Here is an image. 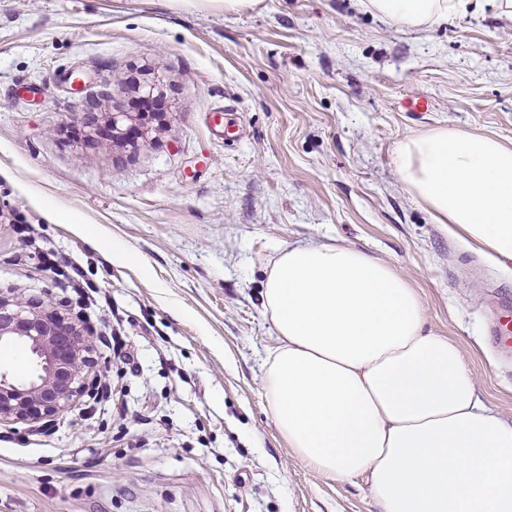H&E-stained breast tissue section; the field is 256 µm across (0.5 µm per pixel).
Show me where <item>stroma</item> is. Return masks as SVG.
<instances>
[{
  "instance_id": "obj_1",
  "label": "stroma",
  "mask_w": 512,
  "mask_h": 512,
  "mask_svg": "<svg viewBox=\"0 0 512 512\" xmlns=\"http://www.w3.org/2000/svg\"><path fill=\"white\" fill-rule=\"evenodd\" d=\"M79 71L133 112L137 145H86ZM427 98L429 110L406 112ZM222 123H208L212 110ZM436 127L512 147V18L495 0L411 30L360 0H0V290L85 320L111 395L0 424V512H378L364 478L315 471L264 390L277 344L261 291L295 245L360 249L420 295L512 418V361L491 336L512 271L450 236L402 186L398 143ZM135 251L139 265L112 255ZM51 249L108 298L83 314Z\"/></svg>"
}]
</instances>
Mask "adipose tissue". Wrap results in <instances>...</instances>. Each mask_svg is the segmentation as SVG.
<instances>
[{
	"instance_id": "ef3b65f1",
	"label": "adipose tissue",
	"mask_w": 512,
	"mask_h": 512,
	"mask_svg": "<svg viewBox=\"0 0 512 512\" xmlns=\"http://www.w3.org/2000/svg\"><path fill=\"white\" fill-rule=\"evenodd\" d=\"M479 0H366L424 28ZM404 188L451 235L512 262V147L438 127L406 137ZM263 305L277 334L265 390L274 424L320 474L366 476L380 512H512V420L481 399L459 347L424 328L419 295L386 263L329 244L284 249Z\"/></svg>"
}]
</instances>
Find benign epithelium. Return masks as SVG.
<instances>
[{
  "mask_svg": "<svg viewBox=\"0 0 512 512\" xmlns=\"http://www.w3.org/2000/svg\"><path fill=\"white\" fill-rule=\"evenodd\" d=\"M102 90L84 99V111L76 119L91 128L99 121L93 112ZM142 112H114L112 142L130 140V134L146 139L152 129L141 123ZM21 345L33 356L30 377L18 380L0 370V423L52 418L74 399L94 390L98 383L90 344L80 327L50 304H34L0 295V346Z\"/></svg>",
  "mask_w": 512,
  "mask_h": 512,
  "instance_id": "7a95c632",
  "label": "benign epithelium"
}]
</instances>
